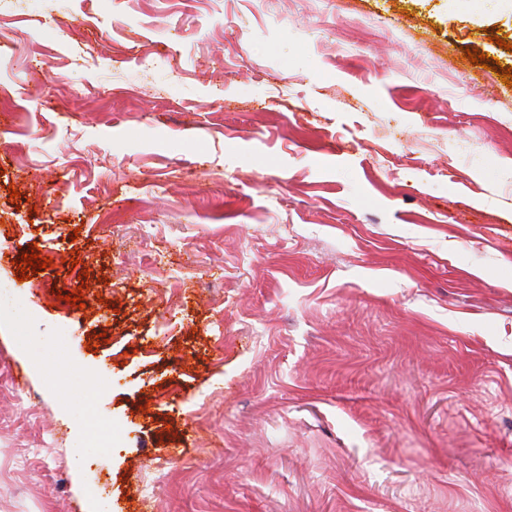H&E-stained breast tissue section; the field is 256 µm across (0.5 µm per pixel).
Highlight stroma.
<instances>
[{
	"instance_id": "1",
	"label": "stroma",
	"mask_w": 512,
	"mask_h": 512,
	"mask_svg": "<svg viewBox=\"0 0 512 512\" xmlns=\"http://www.w3.org/2000/svg\"><path fill=\"white\" fill-rule=\"evenodd\" d=\"M500 32L0 0V512H512V89L464 56ZM84 419L98 438V448H112V432L108 421L89 398L85 401Z\"/></svg>"
}]
</instances>
